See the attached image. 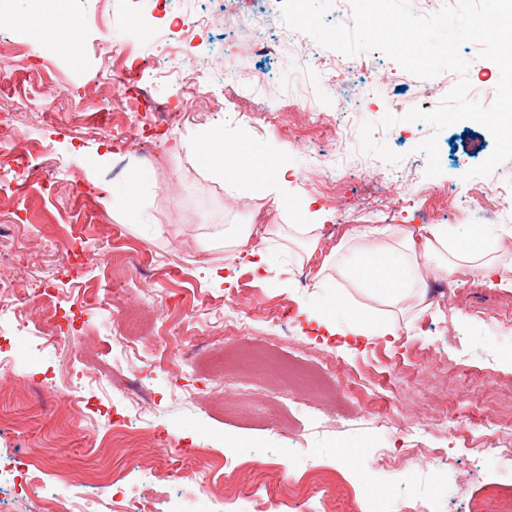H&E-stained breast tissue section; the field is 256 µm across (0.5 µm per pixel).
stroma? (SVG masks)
<instances>
[{
	"label": "stroma",
	"instance_id": "35a3bbf8",
	"mask_svg": "<svg viewBox=\"0 0 512 512\" xmlns=\"http://www.w3.org/2000/svg\"><path fill=\"white\" fill-rule=\"evenodd\" d=\"M279 6L269 0L260 32L273 52H256L232 82L222 0L0 5V69L11 77L0 119L17 131L0 138V178L11 184L0 195V277L16 288L0 307V350L12 359L0 369V456L39 463L60 500L87 485L91 512H106L113 483L129 507L148 499L156 512H213L225 497L238 512H262L271 497L288 512H404L423 495L434 512H486L512 494V460L473 445L493 434L498 406L512 396V333L496 326L512 319V283L478 274L450 304L392 306L355 267L362 253L396 244L358 236L364 224L436 220L448 227L449 252L501 256L506 227L485 218L496 200L466 176L493 139L471 121L439 132L422 121L380 128L393 99L429 111L447 89L418 77L404 84L399 65L376 50L364 54L368 70L335 82L308 73L310 95L300 100ZM198 14L209 25L162 54L159 33ZM477 53L472 43L460 48L470 96L488 106L500 72ZM189 58L210 66L187 73ZM315 112L323 126H312ZM354 112L401 162L376 169L359 150L341 170L327 166L328 132ZM204 132L245 147L237 178L174 150ZM432 135L442 172L429 178L418 146ZM254 147L291 170L283 196L264 189ZM426 181L432 190L414 204L392 205L400 185ZM310 199L328 215L315 255L299 238L254 237L270 255L260 280L246 257L225 251V227L256 223L262 210L270 223L300 224ZM234 302L253 313L249 332L230 322ZM311 311L335 334L308 321ZM134 312L144 328L170 329L190 372L160 360L150 335L139 356L125 351ZM390 320L393 336L351 331ZM255 338L274 343L298 376L251 365L218 393L215 365L244 356ZM324 354L340 376L365 371L359 400L330 391L339 375L309 370ZM89 362L101 373L84 407L72 390ZM447 409L465 411L470 428H433ZM400 430L410 431L418 463L396 451ZM195 456L212 470L205 492L187 475Z\"/></svg>",
	"mask_w": 512,
	"mask_h": 512
}]
</instances>
